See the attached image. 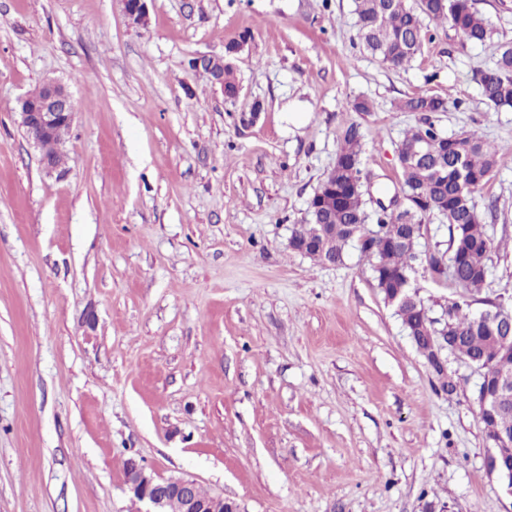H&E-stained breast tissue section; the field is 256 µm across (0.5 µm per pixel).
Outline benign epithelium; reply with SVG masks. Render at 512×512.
I'll use <instances>...</instances> for the list:
<instances>
[{"label": "benign epithelium", "mask_w": 512, "mask_h": 512, "mask_svg": "<svg viewBox=\"0 0 512 512\" xmlns=\"http://www.w3.org/2000/svg\"><path fill=\"white\" fill-rule=\"evenodd\" d=\"M123 9L128 20L142 25L148 18V0H123ZM44 93L37 103L24 96L19 99L21 125L29 137L41 148L46 167H56L53 154L43 147L44 142H60L71 127L74 116V103L67 89L56 81H47ZM487 332L498 344L500 355L512 359V309L501 306L497 311H483ZM441 336L427 337L428 357L431 365L444 368L440 357ZM471 365L479 373L476 396L481 408L478 412L480 421L496 419L512 400V373L499 369L491 375L487 369L494 363L484 359H474ZM492 444V451L486 458L488 472L495 476L507 492L512 495V434L497 429L487 435ZM127 491L134 502L143 505L142 512H240L236 503L216 495L204 500L197 496V482L191 478H160L146 467L132 461L125 476Z\"/></svg>", "instance_id": "obj_1"}]
</instances>
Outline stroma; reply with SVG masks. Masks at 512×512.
Masks as SVG:
<instances>
[{"mask_svg":"<svg viewBox=\"0 0 512 512\" xmlns=\"http://www.w3.org/2000/svg\"><path fill=\"white\" fill-rule=\"evenodd\" d=\"M475 6L493 43L430 21L394 70L359 46L352 0H151L144 25L121 0H0V512H136L130 460L241 512H512L467 360L433 371L355 246H289L343 127L364 134L372 215L401 192L417 117L399 103L439 96L437 127L507 158L472 200L481 295L512 304V109L474 79L512 46V0ZM245 31L229 100L188 62ZM49 78L75 104L53 170L18 114ZM447 249L429 217L411 278L442 323L468 299L426 271Z\"/></svg>","mask_w":512,"mask_h":512,"instance_id":"35a3bbf8","label":"stroma"}]
</instances>
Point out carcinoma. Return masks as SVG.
<instances>
[{"label": "carcinoma", "mask_w": 512, "mask_h": 512, "mask_svg": "<svg viewBox=\"0 0 512 512\" xmlns=\"http://www.w3.org/2000/svg\"><path fill=\"white\" fill-rule=\"evenodd\" d=\"M354 14L362 50L392 69L405 67L421 52L426 18L448 24L474 44L490 42L496 33L491 20L475 8L474 0H354ZM246 39L243 33L224 47V95L228 99L237 97L233 59ZM476 81L489 106L512 107V46L503 48L493 66L479 70ZM399 109L418 115L416 126L405 133L398 147L407 199L404 209L393 214L383 208L377 214L376 228L367 224L361 190L364 135L352 122L340 134L336 173H328L314 194L309 204L312 222L295 229L297 238L309 237L322 224L336 225V234L327 243L306 252L320 261L336 263L345 246L357 245L371 235L376 247H361L359 252L370 261L375 287L385 295L403 287L417 257L425 220L437 215L448 221V250L428 255L430 278L436 282L449 278L465 291L478 293L488 276L492 241L471 194L504 164L505 157L474 133L447 135L439 130L432 114L447 110V102L440 97H408ZM459 160L477 176L474 185L463 191L458 182ZM401 314L413 335L436 334L422 302L401 309ZM448 323V343L465 358L494 356L493 341L475 314L455 302L448 306Z\"/></svg>", "instance_id": "obj_1"}]
</instances>
